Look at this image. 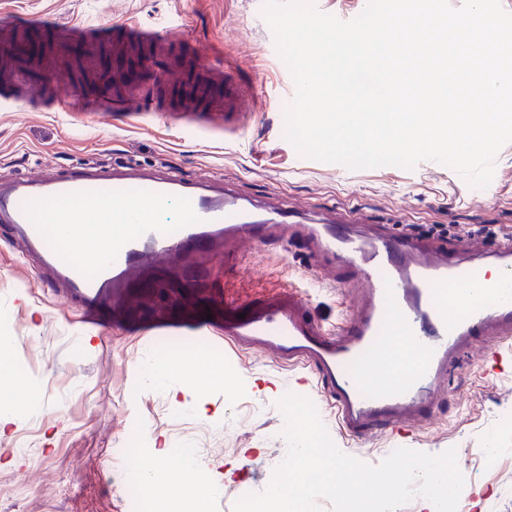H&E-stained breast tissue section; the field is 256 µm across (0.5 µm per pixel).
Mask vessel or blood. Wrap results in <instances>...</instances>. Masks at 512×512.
Returning <instances> with one entry per match:
<instances>
[{
  "label": "vessel or blood",
  "mask_w": 512,
  "mask_h": 512,
  "mask_svg": "<svg viewBox=\"0 0 512 512\" xmlns=\"http://www.w3.org/2000/svg\"><path fill=\"white\" fill-rule=\"evenodd\" d=\"M6 23L14 34L0 52L10 57L17 83L26 88L45 84L36 59L59 48L77 50L93 38L111 40L117 54L130 43L157 48L143 68L119 75L110 111H144L147 96L167 75L159 49L167 35L152 27L129 26L114 35L106 28L66 25L40 41L28 34L30 20L10 17ZM48 87L59 111L95 109L64 77ZM223 95L229 125L247 109L250 94L228 77ZM112 218L128 229L104 251L76 259L55 248L51 224ZM366 221L354 210L305 225L282 206L134 168H85L51 181L16 179L0 186V223L12 226L89 320L105 290L121 293L125 284L140 281L153 260L201 254L220 243L225 264L235 265L261 240L285 238L290 225L302 224L320 270L337 285H357L351 313L335 326L323 325L311 315L305 287L292 283L261 302L225 303L224 341L271 357L310 381L313 395L326 400L356 441L429 422L434 396L465 352L512 348V236L494 248L474 240L461 254L443 243L424 246L409 233L366 228ZM492 269L499 276L491 282ZM125 327L135 336L208 337L213 323L202 315L188 325L162 316L147 323L129 320Z\"/></svg>",
  "instance_id": "obj_1"
}]
</instances>
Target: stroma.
<instances>
[{
  "mask_svg": "<svg viewBox=\"0 0 512 512\" xmlns=\"http://www.w3.org/2000/svg\"><path fill=\"white\" fill-rule=\"evenodd\" d=\"M262 0H0V17L23 16L47 23L88 27L142 24L192 35L196 48L223 47L225 59L207 58L213 68L230 63L257 88L251 111L236 129L198 124L182 112H34L19 105L0 110V176L53 178L92 167L108 171L130 166L142 171L170 169L186 178L224 185L248 200L285 203L297 212L358 209L383 225L496 224L512 227V143L499 151L494 176L482 192L454 170L435 161L415 169L394 166L350 171L299 155L285 138V107L294 94L288 68L261 14ZM80 60L56 51L41 64H69L67 78L77 93L98 98L112 92L116 70L139 66L137 55L114 59L112 46L90 42ZM249 283L224 265L215 250L205 260H158L151 290L134 295L135 312L185 315L203 303L221 307L224 291L243 295L303 276L314 260L301 242L282 247L261 242L245 262ZM312 311L334 325L349 310L345 288L317 285ZM121 312L104 298L97 325L85 323L51 273L39 270L22 240L0 223V360L12 376L0 377V411L16 422L0 436V448H17V462L0 458V491L26 478L21 512H129L131 471L119 456L111 473L77 468L78 459L99 449L129 443L150 447L171 440L180 448H220L211 477L229 464L237 469L220 493L208 496L205 512H224L249 493L266 489L283 461L287 444L278 408L283 391L306 385L269 359L255 355L224 358L223 344L204 341L201 357L220 356L227 384L208 387L204 397L218 417L208 421L175 409L167 393L138 385L136 370L164 342L148 343L120 330ZM91 345H82V337ZM330 437L344 453L376 465L395 448L439 454L456 448L457 463L475 483L467 500L471 512H512V356L475 350L448 377V391L427 425L406 436L380 434L346 439L325 400H316ZM493 448L485 460L483 448ZM68 478L73 496L55 491Z\"/></svg>",
  "mask_w": 512,
  "mask_h": 512,
  "instance_id": "stroma-1",
  "label": "stroma"
}]
</instances>
